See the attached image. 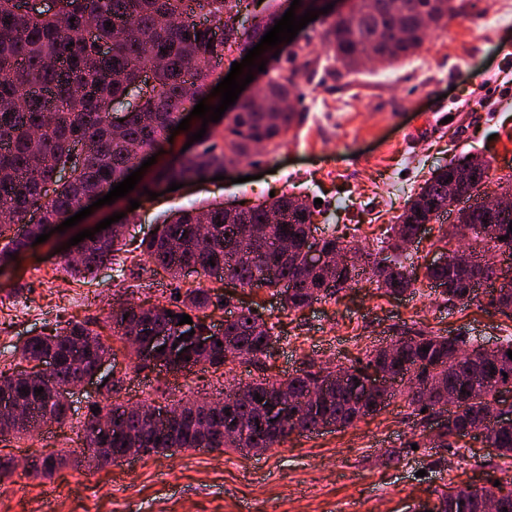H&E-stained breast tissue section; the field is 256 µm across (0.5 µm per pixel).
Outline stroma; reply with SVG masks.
<instances>
[{"instance_id":"35a3bbf8","label":"stroma","mask_w":512,"mask_h":512,"mask_svg":"<svg viewBox=\"0 0 512 512\" xmlns=\"http://www.w3.org/2000/svg\"><path fill=\"white\" fill-rule=\"evenodd\" d=\"M499 8V0H463L461 16L396 69L367 65L346 75L321 44L322 22H313L309 52L318 73L299 81L302 120L282 146L261 152L256 163H239L224 180L187 183L153 200L130 191L32 246L0 270V348L68 321L104 319L130 277L109 263L91 281L72 280L60 267L61 248L116 213L135 245L171 212L227 201L251 205L287 191L313 203L317 226L373 249L410 196L451 158L482 156L494 177L512 179V91L500 88L512 76V25H498ZM326 112L337 113L338 122L324 123ZM135 199L136 209L130 206ZM454 221L450 214L426 225L410 250L419 279L398 298L362 280L288 311L266 290L228 289L194 273L176 282L160 269L144 272L134 302L165 304L175 289L210 288L275 323L277 340L263 363L235 362L220 375L200 367L178 374L139 369L118 351L124 373L118 402L165 405L214 396L238 382L283 379L328 361L347 367L407 331L512 336V316L488 308L487 290L451 304L429 288L426 267L443 247L439 226ZM82 437L75 421L41 428L29 441L1 442L0 459L14 465L0 476V512H411L448 487L480 485L490 476L512 487V463L480 441L463 439L456 453L428 448L427 425L409 417L399 399L348 428L292 435L260 454L182 449L94 469L68 466L49 478L31 474L36 456L80 458Z\"/></svg>"}]
</instances>
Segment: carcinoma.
<instances>
[{
    "label": "carcinoma",
    "mask_w": 512,
    "mask_h": 512,
    "mask_svg": "<svg viewBox=\"0 0 512 512\" xmlns=\"http://www.w3.org/2000/svg\"><path fill=\"white\" fill-rule=\"evenodd\" d=\"M228 0H65L67 18L62 25L54 15L34 17L20 9L18 0H0V267L21 258L46 225L60 223L81 198L104 192L123 181L133 154H169L156 180H189L203 176L209 166L224 163L225 153L239 159L252 156L255 145L265 142L280 147L283 137L300 113L294 108L263 109L250 102L224 121L223 129L206 127L199 148L182 154L171 149V129L179 124L182 112L193 99L186 95L205 92L226 58L224 43L211 34L208 21L220 22ZM355 19H333L321 39L335 61L348 73L357 71L359 58L372 50L376 63L389 68L415 54L426 34L450 17L460 16L458 0H357ZM276 13L253 15L250 26L235 35L238 47L246 48L260 39L275 21ZM154 66L150 88L140 103L124 114V121L113 122L112 105L128 95L147 62ZM266 77L263 96L288 101L295 95L298 81L276 72ZM470 167L473 180L463 187L467 198L480 194L490 181V162H479L462 155L434 171L404 206L393 227L395 235L387 245L372 253L341 242L336 235L318 230L312 222L310 206L293 194L284 193L245 213H231V207L209 205L184 211L156 226L154 234L141 240L140 254L130 255L131 272L139 278L142 263L153 264L178 279L191 268L199 276L219 278L242 288H267L284 309L299 310L314 302L332 298L350 287L361 276L385 293L402 296L414 290V268L401 260L400 239L414 238L419 226L440 217L437 204L448 192V177L458 168ZM69 169V178L56 185L54 196L46 198L43 185L58 169ZM512 210L487 216L474 204L458 210L457 223L474 230V250H504L512 259ZM211 226L210 236L201 225ZM255 225L264 229L243 251L239 238ZM286 241L291 252L280 250ZM126 246V237L115 230L105 233L84 247L83 258L63 260V269L72 276L92 274L100 265L115 260V253ZM341 254L345 267L328 282L324 272L306 267V252L312 248ZM474 272L456 265L426 267L425 277L443 300L450 303L477 297L472 284ZM499 282L492 289L491 307L512 315V266L487 269L486 278ZM204 288H188L174 302L145 306L122 297L112 303L107 322L112 336L123 341L125 330L141 325L149 336H164L169 345L148 353H134L138 365L147 368L171 365L178 370L203 366L224 371L232 362L259 363L270 355L267 341L275 337V325L258 322L253 310L240 309L224 324L221 334L211 333L208 310L230 306ZM187 314L192 323L179 324ZM207 336L202 348L189 343L186 334ZM396 354L384 348L368 354L362 366L344 369L346 378L320 389L322 371H303L288 377V393L302 399V405H288L263 420L257 415L259 398L278 402L281 393L274 383L256 380L248 383L247 396L210 407L198 400H179L181 421L157 426L152 417L136 407L119 405L105 408L97 403L88 407L82 430L84 447L108 448L102 463L124 459L130 449L141 455L172 449L260 448L264 451L287 437L312 435L323 426L353 425L362 417L381 412L393 396L367 390L380 370L392 378L413 374L423 390L441 381L446 393H401L410 414L425 422L444 419L441 431L430 441L434 448H454L466 436L483 431L487 447L495 456L512 460V422L489 425L480 402H466L472 393L512 394V339L499 341L490 354L474 336H454L426 332L407 333L392 341ZM429 351H422L423 347ZM55 355L53 379L56 389L42 388L36 376L24 373L25 365L38 362L47 353ZM18 358L10 373L0 372V397L6 396L32 411L30 419L12 426L0 425V442L33 437L41 427V417L49 414L58 424L72 421L69 392L65 387L77 375L93 374L109 358H114L112 375L105 382L107 395L118 393L123 378L118 370L116 350L108 339L80 322L54 328L46 336H33L14 347ZM463 402L448 407V395ZM109 410L113 429L105 433L95 427L101 411ZM485 495L498 496L507 512H512V490L490 481L481 487ZM439 512H480L477 498L469 493L456 496L442 491Z\"/></svg>",
    "instance_id": "obj_1"
}]
</instances>
